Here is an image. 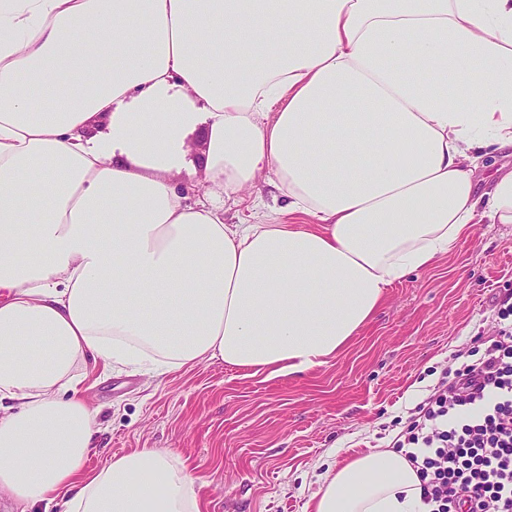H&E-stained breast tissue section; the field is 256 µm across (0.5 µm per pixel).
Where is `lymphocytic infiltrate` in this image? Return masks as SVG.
Returning a JSON list of instances; mask_svg holds the SVG:
<instances>
[{
	"mask_svg": "<svg viewBox=\"0 0 512 512\" xmlns=\"http://www.w3.org/2000/svg\"><path fill=\"white\" fill-rule=\"evenodd\" d=\"M394 446L418 474L424 512H512V325L435 387Z\"/></svg>",
	"mask_w": 512,
	"mask_h": 512,
	"instance_id": "obj_1",
	"label": "lymphocytic infiltrate"
}]
</instances>
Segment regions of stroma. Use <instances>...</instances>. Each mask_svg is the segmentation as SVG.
<instances>
[{
  "label": "stroma",
  "instance_id": "1",
  "mask_svg": "<svg viewBox=\"0 0 512 512\" xmlns=\"http://www.w3.org/2000/svg\"><path fill=\"white\" fill-rule=\"evenodd\" d=\"M512 306V224L474 225L431 267L387 288L336 358L294 376L204 362L164 374L89 371L101 429L83 471L140 448L174 450L201 512H305L321 462L392 447L445 373L493 340Z\"/></svg>",
  "mask_w": 512,
  "mask_h": 512
}]
</instances>
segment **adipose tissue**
Here are the masks:
<instances>
[{
	"instance_id": "1",
	"label": "adipose tissue",
	"mask_w": 512,
	"mask_h": 512,
	"mask_svg": "<svg viewBox=\"0 0 512 512\" xmlns=\"http://www.w3.org/2000/svg\"><path fill=\"white\" fill-rule=\"evenodd\" d=\"M508 151L512 0H0V499L200 512L170 449L82 475L81 369L326 363L390 285L512 224V166L480 178ZM261 183L309 228L226 223ZM309 504L420 512V480L387 448Z\"/></svg>"
}]
</instances>
